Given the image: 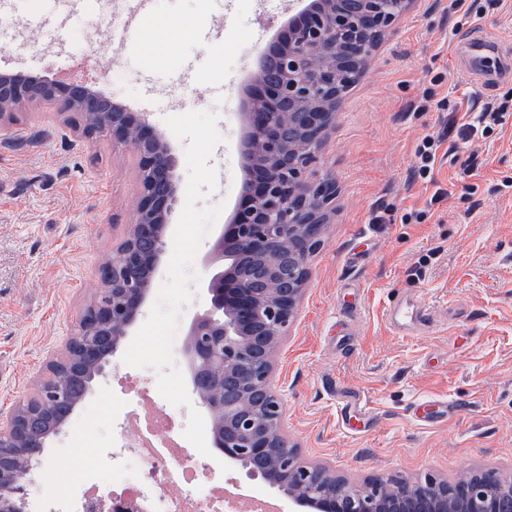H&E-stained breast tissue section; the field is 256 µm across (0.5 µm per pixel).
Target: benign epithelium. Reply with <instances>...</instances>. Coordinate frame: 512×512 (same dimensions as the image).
I'll list each match as a JSON object with an SVG mask.
<instances>
[{"label": "benign epithelium", "mask_w": 512, "mask_h": 512, "mask_svg": "<svg viewBox=\"0 0 512 512\" xmlns=\"http://www.w3.org/2000/svg\"><path fill=\"white\" fill-rule=\"evenodd\" d=\"M355 20L343 0H310L303 21L288 29L287 50L266 55L262 70L281 63L282 77L258 76L247 113L241 203L212 247L226 268L204 287L210 311L194 318L185 351L190 391L210 417V437L227 465L287 500L283 512H512V475L472 472L448 481L368 479L359 486L328 464L300 462L288 444L283 406L272 387L275 354L309 278L308 260L336 209V179L311 171L336 122L343 88L367 47L395 28L414 0H358ZM44 102L59 118L78 112L88 139L128 145L137 161V218L101 271L98 294L78 320L79 332L46 363L33 395L0 416V512H28L26 484L45 467V448L64 432L79 403L55 428L32 435L30 416L63 399L68 381L85 391L116 361L151 298L177 203V159L147 117L112 102L85 82L0 74V137L21 106Z\"/></svg>", "instance_id": "obj_1"}]
</instances>
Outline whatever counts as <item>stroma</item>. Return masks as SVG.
Instances as JSON below:
<instances>
[{"label": "stroma", "instance_id": "obj_1", "mask_svg": "<svg viewBox=\"0 0 512 512\" xmlns=\"http://www.w3.org/2000/svg\"><path fill=\"white\" fill-rule=\"evenodd\" d=\"M466 24L448 0H418L373 51L342 98L322 148L338 186L336 210L296 317L280 349L274 387L284 430L303 461L326 462L352 483L369 478L452 480L466 471L512 474V113L467 151L478 186L469 194L460 165L443 158L435 185L411 182L414 149L446 115L418 112L423 92L452 100L512 94V72L492 84L466 74L458 46L480 33L512 52V0L498 10L468 0ZM299 0H156L157 22H135V0H103L91 13L64 0H13L0 18V71L51 77L81 75L113 101L148 113L177 158L186 192L187 142L167 117L217 115L222 136L209 160L222 205L216 229L239 203L237 184L250 103L242 85ZM169 29L191 38L168 44ZM91 33L97 52L75 62L73 42ZM115 68L112 81L97 80ZM444 74L442 84L431 83ZM450 197L430 207L435 187ZM136 158L129 146L82 136V120L57 119L46 106L17 110L0 141V414L31 395L48 358L73 335L100 287L99 270L136 219ZM417 219L403 221V214ZM181 310L174 368L187 371L192 319L208 311L201 285ZM410 301L419 319L402 329L391 307ZM96 384L78 418L94 412L96 447L85 467L108 465L112 403ZM447 417L422 421L432 405Z\"/></svg>", "mask_w": 512, "mask_h": 512}]
</instances>
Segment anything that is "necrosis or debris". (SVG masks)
Returning <instances> with one entry per match:
<instances>
[{"label":"necrosis or debris","mask_w":512,"mask_h":512,"mask_svg":"<svg viewBox=\"0 0 512 512\" xmlns=\"http://www.w3.org/2000/svg\"><path fill=\"white\" fill-rule=\"evenodd\" d=\"M113 384L123 395L121 419L137 420L138 425L132 432L113 427L110 479L74 460L81 502L97 503V512H112L117 500L140 504V512H246L245 499L225 490L205 456L186 451L185 439L167 411H142V404L155 399L147 382L125 372Z\"/></svg>","instance_id":"1"}]
</instances>
